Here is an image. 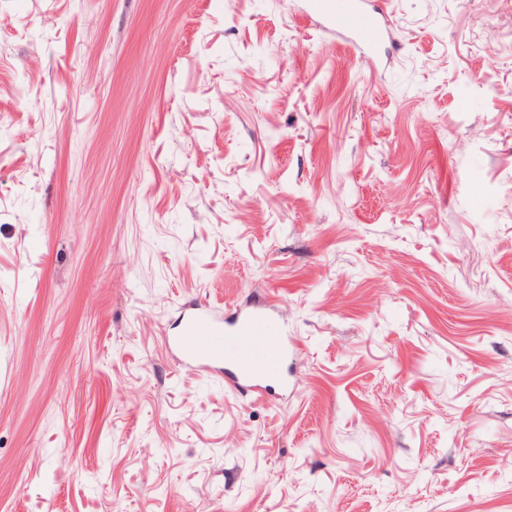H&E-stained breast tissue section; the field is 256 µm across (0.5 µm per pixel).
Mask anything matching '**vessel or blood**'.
<instances>
[{
	"mask_svg": "<svg viewBox=\"0 0 512 512\" xmlns=\"http://www.w3.org/2000/svg\"><path fill=\"white\" fill-rule=\"evenodd\" d=\"M305 7L326 27L353 36L375 31L381 24L380 12L367 8L365 0H305ZM168 344L188 368H223L225 383L237 390L267 396L287 392L293 385L287 361L296 341L261 309L236 310L226 323L198 305L187 317L182 335Z\"/></svg>",
	"mask_w": 512,
	"mask_h": 512,
	"instance_id": "1",
	"label": "vessel or blood"
}]
</instances>
